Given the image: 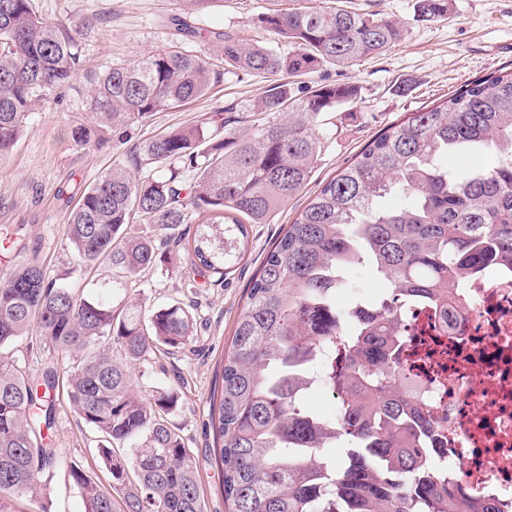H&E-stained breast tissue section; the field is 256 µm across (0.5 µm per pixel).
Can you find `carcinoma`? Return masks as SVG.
Wrapping results in <instances>:
<instances>
[{"label": "carcinoma", "instance_id": "cac0c4a2", "mask_svg": "<svg viewBox=\"0 0 512 512\" xmlns=\"http://www.w3.org/2000/svg\"><path fill=\"white\" fill-rule=\"evenodd\" d=\"M449 0H417V15L444 17ZM286 40L288 54L222 30L170 23L187 40L207 36L228 71L278 75L255 105L249 128L213 117L133 141L153 114L205 96L218 75L210 58L182 47L114 64L89 77V118L72 127L82 147L128 146L125 159L79 192L64 227L71 251L55 276L27 262L0 278V348L36 329L54 363L32 377L0 356V495L36 498L60 464L52 446L58 407L94 436L95 454L124 495L125 512H204L199 461L164 415L174 392L147 397L133 364L162 348L193 342L192 307L146 308L135 286L173 265L179 229L194 224L190 251L200 274L224 277L249 224H268L300 192L327 142V113L354 101L357 87L320 84L300 96L294 78L327 64L380 55L401 41L399 23L381 13L298 6L259 17ZM81 32L47 21L34 0H0V157L30 114L81 71ZM494 147L497 164L463 178L442 163L451 150ZM399 192L413 204L390 209ZM512 267V71L468 83L442 104L410 113L370 140L326 182L262 262L224 356L211 423L222 439L228 512H495L466 499L436 472L427 444L431 422L395 377L405 310L438 308L487 264ZM106 265L108 279L79 293L83 268ZM368 267L387 293L361 317L336 312L343 271ZM340 338L343 369L327 382L341 400L325 423L302 402L310 355ZM338 430L355 464L316 459ZM127 447L125 457L115 448ZM83 512H115L112 494L81 464L65 462Z\"/></svg>", "mask_w": 512, "mask_h": 512}]
</instances>
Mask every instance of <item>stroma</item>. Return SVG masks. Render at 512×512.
I'll list each match as a JSON object with an SVG mask.
<instances>
[{"mask_svg": "<svg viewBox=\"0 0 512 512\" xmlns=\"http://www.w3.org/2000/svg\"><path fill=\"white\" fill-rule=\"evenodd\" d=\"M308 3L390 16L403 27L404 36L382 55L349 66L328 65L297 78L302 88L349 82L358 87L359 95L329 114L328 140L310 181L270 223L249 225L248 243L223 279L194 273L186 248L179 247L174 252L179 274L160 269L140 285L148 306L177 300L195 309L196 336L190 350L146 357L134 365L133 377L144 394L171 388L181 394L182 405L168 420L203 461L199 485L205 512H227L222 471L208 460L218 445L209 424L210 403L221 387L224 353L250 283L272 243L320 186L386 127L440 104L469 82L512 69V0H451L447 16L431 21L418 18L416 0ZM288 5V0H204L193 18L197 26L271 43L285 54L290 44L275 41L257 19ZM35 6L45 18L86 28L82 58L87 71L98 72L116 62L136 63L177 40L168 19L177 12L179 0H35ZM272 81L269 75L223 72L208 95L154 114L139 135L148 138L218 112L227 118H250ZM88 100L87 82L75 78L33 115L12 152L0 158V275L27 261L43 263L52 275L67 266L70 252L64 226L77 203L72 190L95 182L120 155L116 149L94 150L72 141L71 127L88 118ZM53 444L66 460L80 462L103 486H110L95 455L92 433L79 429L70 412L59 411Z\"/></svg>", "mask_w": 512, "mask_h": 512, "instance_id": "stroma-1", "label": "stroma"}]
</instances>
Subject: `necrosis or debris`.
<instances>
[{
	"label": "necrosis or debris",
	"instance_id": "obj_1",
	"mask_svg": "<svg viewBox=\"0 0 512 512\" xmlns=\"http://www.w3.org/2000/svg\"><path fill=\"white\" fill-rule=\"evenodd\" d=\"M450 304L444 324L430 306L408 308L398 376L431 418L449 479L512 512V271L481 269Z\"/></svg>",
	"mask_w": 512,
	"mask_h": 512
}]
</instances>
